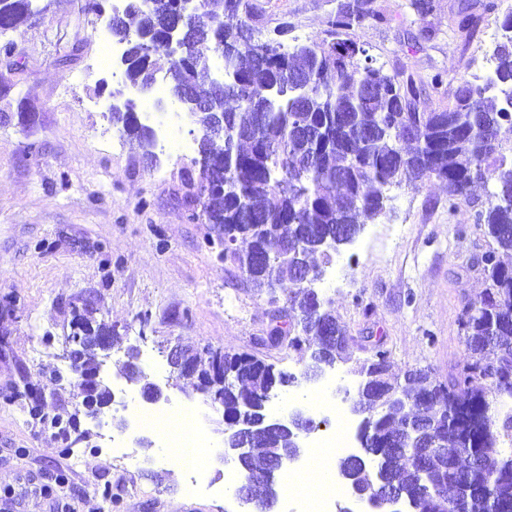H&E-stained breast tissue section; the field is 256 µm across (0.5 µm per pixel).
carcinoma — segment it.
I'll return each instance as SVG.
<instances>
[{"instance_id": "1", "label": "carcinoma", "mask_w": 512, "mask_h": 512, "mask_svg": "<svg viewBox=\"0 0 512 512\" xmlns=\"http://www.w3.org/2000/svg\"><path fill=\"white\" fill-rule=\"evenodd\" d=\"M206 21L188 36L187 56L169 63L170 84L189 86L200 103L184 104L194 123L207 132L198 152L208 160L199 170L202 212L212 225L219 257L231 259L245 272L252 287L265 290L277 303L276 288L289 277L295 291L288 294L293 322L290 346L308 355L307 369L332 367L345 361L347 333L336 317L311 305V290L320 280L321 267L312 257L321 254L330 263L333 253L346 244L341 232L359 233L384 210L387 191L402 183L435 179L448 190V210L471 198L478 184L492 185L487 206L478 212L493 247L477 264L489 287L476 302L463 306L465 332L463 363L448 373L443 383L426 376L402 383L388 376V353L377 348L374 358L358 369L361 401L365 408L377 404L378 393L395 390V403H380L372 423L379 434L375 480L383 481L414 502L426 501L422 488L406 466L410 456L402 444V426L409 420L434 427V439L454 456L455 483L466 485L474 512H484L492 495L512 501V452L500 448L512 438V12L499 20L502 41L493 57L496 65L480 83L465 81L448 107L420 112L416 106L420 87L411 75H388L372 65L367 50L343 34L355 27L381 23L385 16L358 0H344L330 17L331 40L311 39L286 46L279 37L288 33L281 23L270 39L271 54L265 65L255 64L252 48L239 40L240 27L252 14L250 0H199ZM178 0H153L143 14L132 3L128 14L112 27L122 35L136 27L124 69L125 81L146 86L154 73V59L165 53L166 20ZM29 0H0V32L14 30L27 19ZM481 16L464 4L455 20L465 40L476 34ZM224 56L229 78L224 93L200 90L210 82L207 53ZM267 99L259 112L253 100ZM224 117L239 133L234 153L216 143L224 133L216 118ZM112 123L122 124L148 148L154 139L150 127L129 111L112 113ZM308 159L302 164L297 152ZM247 248L238 247V242ZM308 276L303 283L300 277ZM73 324L85 326L80 367L89 372L99 364L100 337L114 336L112 326H94L77 314ZM207 380V397L218 398L228 420L239 407L259 401L273 383L274 365L249 355H229L217 350L183 352ZM238 376L240 386L224 391V373ZM499 401L500 430L491 431L484 415L485 402ZM266 447L280 456L294 452L291 439L276 433ZM442 491L453 490L448 472L439 480Z\"/></svg>"}]
</instances>
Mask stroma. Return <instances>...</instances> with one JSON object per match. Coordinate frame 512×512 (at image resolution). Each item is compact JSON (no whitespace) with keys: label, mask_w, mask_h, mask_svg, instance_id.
Masks as SVG:
<instances>
[{"label":"stroma","mask_w":512,"mask_h":512,"mask_svg":"<svg viewBox=\"0 0 512 512\" xmlns=\"http://www.w3.org/2000/svg\"><path fill=\"white\" fill-rule=\"evenodd\" d=\"M255 38L282 22L294 38L326 37L338 0H251ZM477 35L464 42L452 25L460 0H433L419 15L411 0H375L384 22L353 28L347 39L367 49L390 74L427 78L419 111L446 107L456 88L481 75L494 47L489 38L512 0H495ZM87 0H50L40 16L0 34V492L21 491L8 512H54L52 501L28 487L64 473L65 492L81 497V512H234L229 499L187 498L179 466L165 463L156 432L142 431L136 463L97 453L99 430L87 416L70 364L61 356L73 310L87 306L116 337L101 376L111 389L128 384L126 356L139 348L138 366L175 405L203 396L192 379L172 373L166 352L175 345L249 354L298 376L278 392L288 411L302 410L332 434L338 418L359 428L347 402L338 413L316 412L315 400L360 381L347 364L303 379L304 359L288 342L270 344L273 306L233 261L219 259L202 216L198 181L188 179L196 149L158 151L147 161L109 120L110 80L102 63L103 21ZM492 241L476 222V208L448 209L438 181L392 188L386 211L326 267L316 285L326 307L350 337L354 361L389 350V372L424 369L436 380L465 355L460 317L488 283L477 257ZM69 422L68 434L41 428L32 407ZM85 434L74 461L68 438ZM111 485L113 501L89 496Z\"/></svg>","instance_id":"35a3bbf8"}]
</instances>
